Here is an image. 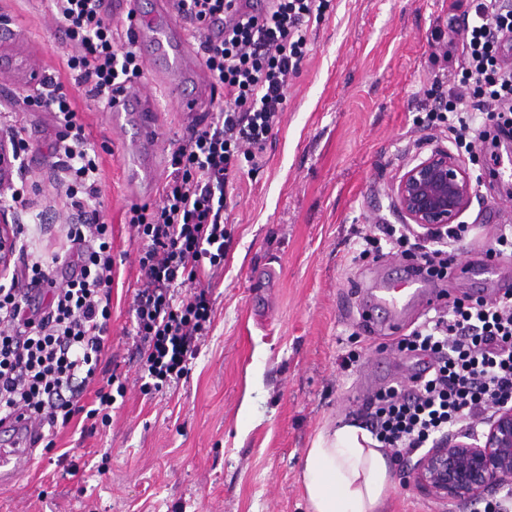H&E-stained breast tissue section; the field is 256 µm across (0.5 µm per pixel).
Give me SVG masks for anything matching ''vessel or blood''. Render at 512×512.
I'll use <instances>...</instances> for the list:
<instances>
[{
  "mask_svg": "<svg viewBox=\"0 0 512 512\" xmlns=\"http://www.w3.org/2000/svg\"><path fill=\"white\" fill-rule=\"evenodd\" d=\"M114 21L129 24L136 47L151 64L152 77L166 81L172 72L188 70L194 91L181 96L178 106L193 117L202 112L211 97V86L200 56L193 50L189 33L180 20L174 0H153L150 11H140L137 0H113ZM157 104L150 90L125 86L112 93L109 112L114 127L131 128L134 135L129 148L139 158V167L131 171V181L150 185L155 178V157L160 148ZM362 317L366 322H381L398 328L399 316L409 302L424 310L437 308L441 290L427 272L408 266L389 268L376 275L368 288L358 289ZM34 428L30 421L15 423L6 446L0 448V484L13 482L34 459Z\"/></svg>",
  "mask_w": 512,
  "mask_h": 512,
  "instance_id": "vessel-or-blood-1",
  "label": "vessel or blood"
}]
</instances>
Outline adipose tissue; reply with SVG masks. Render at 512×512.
Returning a JSON list of instances; mask_svg holds the SVG:
<instances>
[{
  "mask_svg": "<svg viewBox=\"0 0 512 512\" xmlns=\"http://www.w3.org/2000/svg\"><path fill=\"white\" fill-rule=\"evenodd\" d=\"M390 482L386 454L361 425L322 428L306 450L303 490L310 512H384Z\"/></svg>",
  "mask_w": 512,
  "mask_h": 512,
  "instance_id": "ef3b65f1",
  "label": "adipose tissue"
}]
</instances>
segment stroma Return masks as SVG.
Wrapping results in <instances>:
<instances>
[{
    "label": "stroma",
    "mask_w": 512,
    "mask_h": 512,
    "mask_svg": "<svg viewBox=\"0 0 512 512\" xmlns=\"http://www.w3.org/2000/svg\"><path fill=\"white\" fill-rule=\"evenodd\" d=\"M466 0H330L309 30V52L290 76L282 121L259 170H242L226 189L231 244L212 280L213 323L187 376L144 388L131 305L142 285L132 206L160 196L128 182L131 162L102 104L66 66L73 51L49 0H0V25L19 32L27 64L62 82L99 154L95 207L112 226L120 276L95 379L82 402L97 407L109 376L125 386L109 423L73 417L37 446L31 468L0 487V512H309L302 473L307 448L323 427L364 422L379 384L377 362L400 357L391 332L370 331L355 287L377 264L355 259L352 241L374 224H398L393 185L446 134L418 123L434 76L454 78L460 47L450 44ZM168 151L186 138L172 101L179 89L155 87ZM30 150L24 176L34 189L18 223L42 210L60 213L64 196L49 167L57 129L47 112H21ZM166 155L160 164H167ZM480 157L476 195L457 243L464 257L484 250L498 225H512L489 185L492 170L512 175V149ZM352 365H344L348 354ZM415 456L390 458L386 512H483L484 502L451 506L405 484Z\"/></svg>",
    "instance_id": "35a3bbf8"
}]
</instances>
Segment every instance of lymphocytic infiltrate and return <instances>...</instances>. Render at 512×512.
Masks as SVG:
<instances>
[{
  "label": "lymphocytic infiltrate",
  "instance_id": "lymphocytic-infiltrate-1",
  "mask_svg": "<svg viewBox=\"0 0 512 512\" xmlns=\"http://www.w3.org/2000/svg\"><path fill=\"white\" fill-rule=\"evenodd\" d=\"M52 12L76 49L66 66L89 97L110 102L115 86L142 74L131 40L112 26L104 0H52ZM328 0H272L269 11L246 15L235 0H175L199 42L214 92L224 99L221 121L194 126L169 159L170 173L157 205L135 206L129 224L140 242L142 286L133 298L135 338L145 377L158 384L187 374V363L212 324L208 288L199 284L224 266L230 235L224 189L242 163L256 164L284 108L288 79L308 53L307 28ZM512 35V0H470L463 14L462 61L457 80L434 79L429 126L446 128L466 153L491 136H512V63L504 39ZM24 109L52 112L58 129L53 166L65 179L68 249L47 256L32 243L42 225L16 224L13 273L0 278V423L32 419L56 429L78 414L106 413L111 391L98 390V407L81 398L94 379L112 317L111 292L119 274L112 227L91 202L100 195V165L70 95L60 82ZM469 227L442 231L421 242L405 224H381L359 234L354 251L367 258L391 251L446 276L455 244ZM65 264L63 279L53 274ZM196 284L190 296L175 289ZM49 300L32 303L28 287ZM398 351L429 360L410 386L378 389L367 400L366 424L383 447L413 453L453 431H477L497 406H512V296L496 301L468 296L426 317L398 339Z\"/></svg>",
  "mask_w": 512,
  "mask_h": 512
}]
</instances>
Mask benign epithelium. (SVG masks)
<instances>
[{
    "label": "benign epithelium",
    "instance_id": "1",
    "mask_svg": "<svg viewBox=\"0 0 512 512\" xmlns=\"http://www.w3.org/2000/svg\"><path fill=\"white\" fill-rule=\"evenodd\" d=\"M8 138L0 135V192L10 188L4 166ZM478 179L448 148L438 146L408 167L393 186L395 205L406 223L433 233L461 223L475 196ZM12 229L0 213V268L12 258ZM414 485L450 503L482 500L500 485L512 483V407L501 406L486 421L482 437L454 433L415 463Z\"/></svg>",
    "mask_w": 512,
    "mask_h": 512
}]
</instances>
